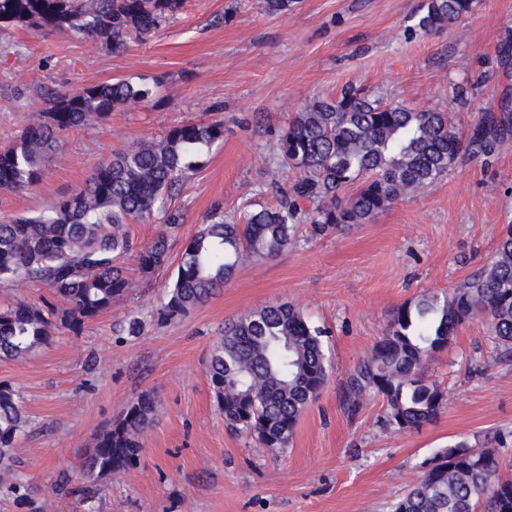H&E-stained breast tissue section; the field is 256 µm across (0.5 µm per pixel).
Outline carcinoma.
I'll use <instances>...</instances> for the list:
<instances>
[{
    "mask_svg": "<svg viewBox=\"0 0 512 512\" xmlns=\"http://www.w3.org/2000/svg\"><path fill=\"white\" fill-rule=\"evenodd\" d=\"M182 0H0V24L35 32L73 31L112 53L130 40L149 39ZM473 0H427L414 15L424 34L453 25ZM151 89L127 80L55 94L48 111L0 147V191L35 187L43 165L70 130L102 120L119 107L140 104ZM512 132V114L483 112L467 136L445 112L385 105L348 84L329 100L313 99L289 118L277 142L280 165L295 172L288 187L271 179L276 204L235 219L217 207L184 246L176 275L157 310L182 316L205 303L240 266L278 255L296 243L301 225L317 238L352 224H369L391 204L443 179L464 155L490 156ZM224 141V121L201 120L172 129L101 162L83 188L32 216L0 223V283H41L63 303L0 307V359H18L48 343L62 324L77 332L112 308L131 288L120 259L136 253L142 274L168 261L169 239L136 248L127 225L153 221L160 205L200 164V154ZM489 325L492 342L512 352V225L492 260L450 294H427L392 315L384 336L350 372L345 409L356 415L365 397L385 400L383 424L395 432L433 422L445 405L441 387L421 373L424 359L441 351L462 325ZM323 330L290 304L263 306L224 325L207 366L217 408L232 430L261 448L285 450L299 420L324 387L330 360ZM155 413L152 395L130 402L98 439L93 478L76 488L86 501L98 482L139 457L141 438ZM29 418L19 394L0 383V476L21 488L12 449ZM491 449L458 442L436 452L424 472L393 503L392 512H512V479L497 475Z\"/></svg>",
    "mask_w": 512,
    "mask_h": 512,
    "instance_id": "obj_1",
    "label": "carcinoma"
}]
</instances>
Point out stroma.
<instances>
[{
	"label": "stroma",
	"instance_id": "35a3bbf8",
	"mask_svg": "<svg viewBox=\"0 0 512 512\" xmlns=\"http://www.w3.org/2000/svg\"><path fill=\"white\" fill-rule=\"evenodd\" d=\"M424 2L296 0L269 14L262 0H183L155 35L119 54L74 32L0 30V146L46 110L48 94L116 79L153 91L148 103L66 132L37 186L0 192V222L73 193L114 153L186 122H224L223 144L171 201L185 215L179 230L160 220L128 227L141 247L168 234L167 263L145 276L124 258L131 288L111 309L80 331L59 328L25 358L0 360V383L19 391L30 419L14 449L29 490H1L0 512H391L422 463L458 441L493 448L499 475L512 478V358L499 357L483 321L465 324L424 361L447 405L421 430L386 428L377 395L353 417L343 406L349 371L398 307L451 292L493 257L512 224V134L373 222L241 267L185 317L154 315L184 242L214 205L237 217L244 203H273L269 170L281 184L293 181L278 167L276 141L309 100L350 83L387 105L451 113L463 133L478 112L499 111L512 90V56L503 54L512 46V0H475L470 14L427 35L412 28ZM280 303L326 331L332 369L292 446L275 452L226 426L206 368L225 322ZM133 312L143 319L136 336L124 329ZM144 393L156 409L137 462L82 502L73 490L83 462Z\"/></svg>",
	"mask_w": 512,
	"mask_h": 512
}]
</instances>
